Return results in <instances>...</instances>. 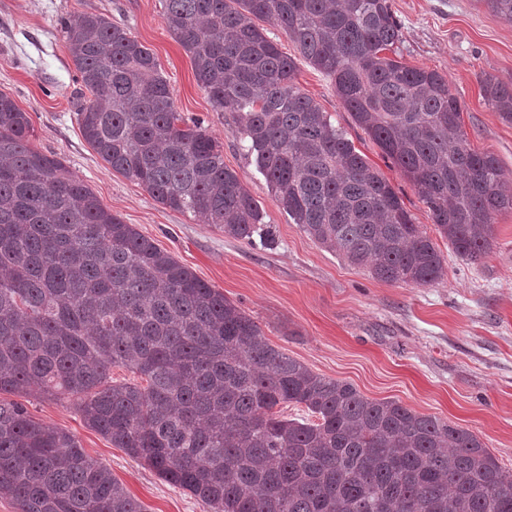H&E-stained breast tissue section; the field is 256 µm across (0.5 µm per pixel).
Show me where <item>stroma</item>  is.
I'll return each mask as SVG.
<instances>
[{"label": "stroma", "instance_id": "1", "mask_svg": "<svg viewBox=\"0 0 512 512\" xmlns=\"http://www.w3.org/2000/svg\"><path fill=\"white\" fill-rule=\"evenodd\" d=\"M401 24L402 62L442 74L462 108L471 146L493 154L512 183V124L483 100L480 80L512 83V22L481 0H390ZM96 12L127 28L155 55L177 112L201 122L259 202L268 239H235L192 214L164 207L140 185L112 171L85 142L72 108L75 68L62 19ZM267 33L293 56L301 91L399 192L415 223L444 258L430 286L372 279L293 224L255 159L198 85L192 63L168 31L162 0H0V92L28 113L30 144L53 154L101 205L170 252L262 328L268 341L315 373L351 383L365 397L395 400L412 411L474 432L512 469V211L494 219V245L484 259L458 256L400 170L353 120L330 77L297 56L278 27ZM31 415L75 436L90 459L109 468L147 512H210L174 489L95 430L74 402L38 394L24 399Z\"/></svg>", "mask_w": 512, "mask_h": 512}]
</instances>
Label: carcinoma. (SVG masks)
<instances>
[{
	"label": "carcinoma",
	"mask_w": 512,
	"mask_h": 512,
	"mask_svg": "<svg viewBox=\"0 0 512 512\" xmlns=\"http://www.w3.org/2000/svg\"><path fill=\"white\" fill-rule=\"evenodd\" d=\"M512 21V0H481ZM196 80L230 114L283 210L385 283L444 264L394 187L297 85L283 28L427 205L457 255L493 249L512 211L496 158L473 149L437 71L384 56L388 0H162ZM85 141L158 203L236 239L267 235L221 144L175 111L153 53L103 14L62 21ZM512 124V84L481 81ZM0 93V395L76 401L84 423L212 512H512V470L470 430L374 401L271 345L224 294L104 209ZM123 366L142 382H114ZM302 405L303 418L278 407ZM17 512H146L75 438L0 399V497Z\"/></svg>",
	"instance_id": "carcinoma-1"
}]
</instances>
